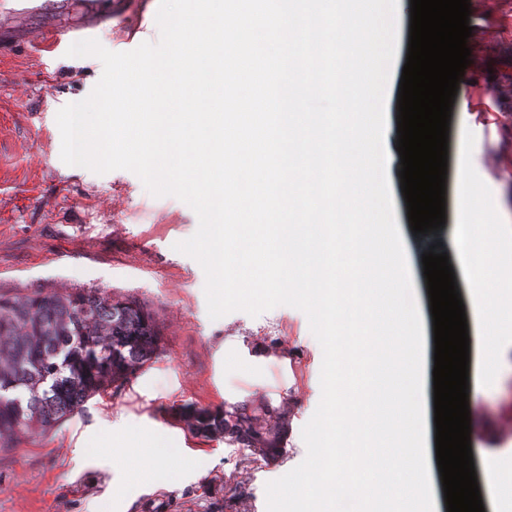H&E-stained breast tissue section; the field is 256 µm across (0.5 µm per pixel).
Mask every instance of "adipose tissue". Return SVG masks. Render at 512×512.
<instances>
[{
  "label": "adipose tissue",
  "instance_id": "obj_1",
  "mask_svg": "<svg viewBox=\"0 0 512 512\" xmlns=\"http://www.w3.org/2000/svg\"><path fill=\"white\" fill-rule=\"evenodd\" d=\"M478 200L465 188H458L455 207L458 220L452 224L449 237L455 258V268L466 282L471 296V336L474 343V361L469 375L473 392H481L494 380L502 365L504 346L497 330L498 307L485 300L488 280L494 276L502 262L476 245L477 229L465 221Z\"/></svg>",
  "mask_w": 512,
  "mask_h": 512
}]
</instances>
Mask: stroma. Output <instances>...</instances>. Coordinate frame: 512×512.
<instances>
[{"instance_id": "obj_1", "label": "stroma", "mask_w": 512, "mask_h": 512, "mask_svg": "<svg viewBox=\"0 0 512 512\" xmlns=\"http://www.w3.org/2000/svg\"><path fill=\"white\" fill-rule=\"evenodd\" d=\"M0 0V294L73 292L92 288L144 307L159 327L163 352L120 390L95 395L82 413L43 432L21 429L0 441V512H148L144 497L167 499L169 512H267L265 485L306 457L300 428L321 397L323 352L306 315L278 306L258 316L243 311L211 319L205 275L176 242L198 228L195 212L173 196L151 195L127 170L97 174L66 165L56 115L87 97L99 81V59L50 58L37 39L49 32L92 33L108 50L128 52L157 42L159 0H105V20L85 0ZM484 71L464 74L451 111L450 134L474 125L484 93L496 91L501 121L493 147L512 144V28H494ZM473 147L465 180L482 198L479 242L490 254L512 258V170H498ZM388 168L396 221L408 255L417 303L429 313L422 255L450 251L447 227L457 220L455 162L447 164V226L414 234L399 172ZM507 346L502 379L469 411L480 429L475 468L485 453L497 460L505 494L484 500L485 512H512V314L502 313ZM264 403L263 420L279 439L277 463L221 437L192 434L181 407L215 409ZM111 437L112 451L96 452Z\"/></svg>"}]
</instances>
